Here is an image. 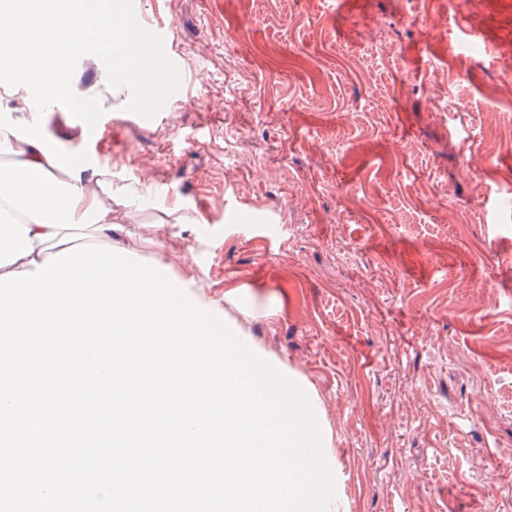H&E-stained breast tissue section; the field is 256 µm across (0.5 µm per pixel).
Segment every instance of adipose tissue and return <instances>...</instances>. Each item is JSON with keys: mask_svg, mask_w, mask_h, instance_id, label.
I'll list each match as a JSON object with an SVG mask.
<instances>
[{"mask_svg": "<svg viewBox=\"0 0 512 512\" xmlns=\"http://www.w3.org/2000/svg\"><path fill=\"white\" fill-rule=\"evenodd\" d=\"M150 38L140 21L120 25L82 18L74 0H0V73L37 74L35 93L0 83V100L11 101V118L0 119V276L34 271L50 255L82 243L111 244L138 252L121 234L123 224L144 217L160 235L195 218L180 201L146 212L150 179L129 186L91 159L73 163L39 131L41 112L72 95L70 60L119 50L125 70L135 71L144 90L151 81Z\"/></svg>", "mask_w": 512, "mask_h": 512, "instance_id": "1", "label": "adipose tissue"}]
</instances>
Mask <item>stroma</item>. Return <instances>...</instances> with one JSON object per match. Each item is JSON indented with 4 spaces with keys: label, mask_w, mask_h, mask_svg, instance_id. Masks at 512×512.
I'll return each mask as SVG.
<instances>
[{
    "label": "stroma",
    "mask_w": 512,
    "mask_h": 512,
    "mask_svg": "<svg viewBox=\"0 0 512 512\" xmlns=\"http://www.w3.org/2000/svg\"><path fill=\"white\" fill-rule=\"evenodd\" d=\"M117 1L170 24L174 79L92 114L61 100L51 143L197 214L124 230L233 292L225 325L296 371L344 512H512V54L490 50L512 0Z\"/></svg>",
    "instance_id": "obj_1"
}]
</instances>
